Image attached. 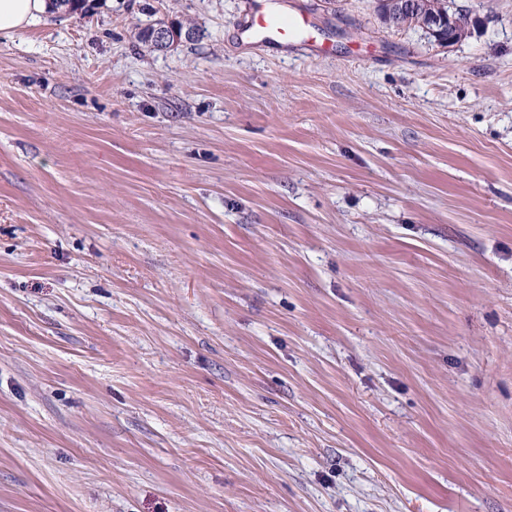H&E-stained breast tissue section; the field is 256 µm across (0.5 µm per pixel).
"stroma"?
<instances>
[{
  "label": "stroma",
  "instance_id": "stroma-1",
  "mask_svg": "<svg viewBox=\"0 0 512 512\" xmlns=\"http://www.w3.org/2000/svg\"><path fill=\"white\" fill-rule=\"evenodd\" d=\"M247 2L0 38V512H512V0ZM274 0H249L250 19L245 30L257 42L288 40L309 31L313 25L307 14L300 13L290 21L274 7ZM455 20L448 15V17L444 14L441 16L436 15L431 21H430V29L426 28L427 31L430 32L432 37L435 39L438 45L444 48H450L451 46L455 45L457 43V32L453 31L454 28V22L455 27L460 28L462 30H468L470 17L467 13H463L462 11H454ZM440 18H442L444 21L448 19V39L446 40H439V32H438V25L440 24ZM160 24H163V23L158 22L155 25L145 28L139 35L140 40L144 43H148L151 47H153L151 45V43L148 42L149 40L145 34V32L151 28H153V30L151 31L152 39L160 47H163L164 49H166L169 46L171 47L175 42H178L179 40H181L182 35L184 36V39H188L190 37V33L188 31H184V33H183V31H179L177 29H171L170 27L160 25Z\"/></svg>",
  "mask_w": 512,
  "mask_h": 512
}]
</instances>
